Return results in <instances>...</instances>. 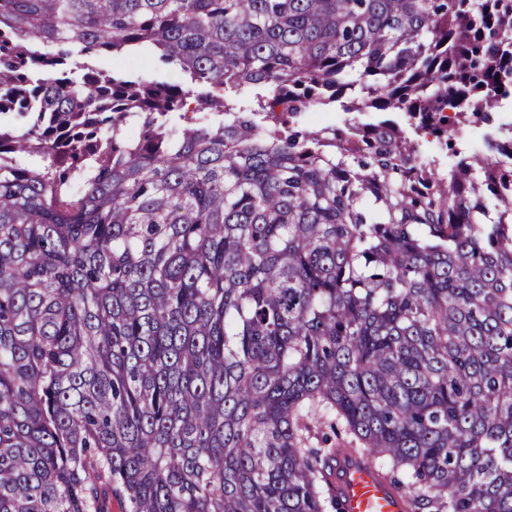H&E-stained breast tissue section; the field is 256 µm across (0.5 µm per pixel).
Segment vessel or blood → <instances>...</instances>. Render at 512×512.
I'll use <instances>...</instances> for the list:
<instances>
[{
	"label": "vessel or blood",
	"instance_id": "vessel-or-blood-1",
	"mask_svg": "<svg viewBox=\"0 0 512 512\" xmlns=\"http://www.w3.org/2000/svg\"><path fill=\"white\" fill-rule=\"evenodd\" d=\"M336 483L343 512H405L400 494L364 461L340 459L336 464Z\"/></svg>",
	"mask_w": 512,
	"mask_h": 512
}]
</instances>
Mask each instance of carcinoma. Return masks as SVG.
Returning <instances> with one entry per match:
<instances>
[{"label":"carcinoma","instance_id":"1","mask_svg":"<svg viewBox=\"0 0 512 512\" xmlns=\"http://www.w3.org/2000/svg\"><path fill=\"white\" fill-rule=\"evenodd\" d=\"M511 96L512 0H0V512H512ZM123 68L135 72L147 80H164L170 82L182 81V74L175 67H161L152 64L151 61L145 64L143 61H127ZM343 512H404V500L375 469L356 458L336 464Z\"/></svg>","mask_w":512,"mask_h":512}]
</instances>
